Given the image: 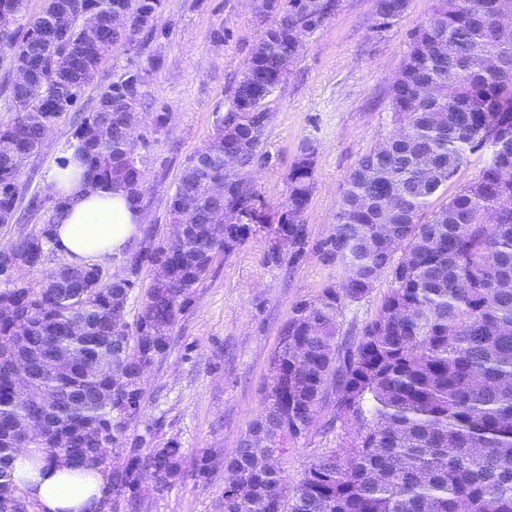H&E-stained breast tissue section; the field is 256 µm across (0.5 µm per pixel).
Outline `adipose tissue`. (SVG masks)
<instances>
[{
    "mask_svg": "<svg viewBox=\"0 0 512 512\" xmlns=\"http://www.w3.org/2000/svg\"><path fill=\"white\" fill-rule=\"evenodd\" d=\"M84 171L72 163L49 175L51 190L62 202L53 216L54 233L73 262L95 264L125 250L139 232L143 212L122 189L92 184ZM11 472L39 512H96L107 483L102 472L48 461L33 448L14 456Z\"/></svg>",
    "mask_w": 512,
    "mask_h": 512,
    "instance_id": "obj_1",
    "label": "adipose tissue"
}]
</instances>
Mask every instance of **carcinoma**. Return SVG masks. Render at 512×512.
Instances as JSON below:
<instances>
[{"mask_svg":"<svg viewBox=\"0 0 512 512\" xmlns=\"http://www.w3.org/2000/svg\"><path fill=\"white\" fill-rule=\"evenodd\" d=\"M506 0H432L390 88L399 133L370 149L352 170L325 256L344 265L336 288L295 304L272 357L266 402L236 453L224 459L222 512H512V210L484 223L490 210L512 200V31L499 18ZM162 0H45L32 17L28 0H0L17 28L0 33V64L33 70L14 85L0 109L13 113L0 129V160L32 156L42 147L43 126L55 125L79 104L102 62L112 34L101 33L104 52L83 50V12L113 9L133 19L157 17ZM340 0H254L269 24L252 46L242 76L231 87L215 131L189 157L169 200L172 222L187 224L183 238L148 233L123 260L128 287L144 267L166 258L172 276L144 289L134 322L127 323L124 289L101 267L83 266L73 288L60 269L43 270L56 246L52 222L31 228L8 248L15 267L0 281V306L17 317L0 318V339H11L36 358L25 397L18 374L0 365V485L14 487L10 461L21 448H39L56 460L66 441L70 467L108 474L112 508L138 512L140 474L154 471L161 495L180 475L182 451L172 440L137 451L120 470L110 455L125 451L130 425L143 414L138 363L154 365L166 353L178 319L189 308L219 250L231 254L261 232L288 234L304 250L300 215L313 188L314 142L301 143L288 173V201L277 222L266 221L255 187L224 172V152L238 150L243 169L269 162L263 151L271 122L267 99L282 83L284 61L297 59L304 37L323 27ZM408 0H377L381 31L398 20ZM69 27L53 40L57 16ZM146 71L128 69L76 118L72 140L57 166L73 152L92 182L124 189L140 205L137 188L149 162L123 135L129 88L145 85ZM488 152L480 176L438 209L430 199L475 152ZM21 170L0 165V225L12 223ZM224 180V206L247 214L242 224L217 231L209 184ZM39 272L37 280L27 275ZM383 275L390 276L377 315L359 338L342 347L339 317ZM127 333L111 336L112 322ZM91 328L85 336L71 327ZM67 355L71 364L56 367ZM121 360V384L103 367ZM336 412L325 430L348 423L358 432L339 455L325 449L293 489L271 462L307 436L328 387ZM47 417L48 439L18 442L15 420L23 412Z\"/></svg>","mask_w":512,"mask_h":512,"instance_id":"cac0c4a2","label":"carcinoma"}]
</instances>
